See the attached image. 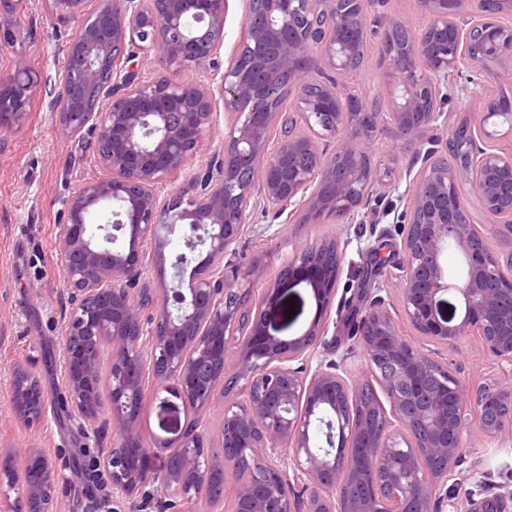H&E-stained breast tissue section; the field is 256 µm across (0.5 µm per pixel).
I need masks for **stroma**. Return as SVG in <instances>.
<instances>
[{
    "mask_svg": "<svg viewBox=\"0 0 512 512\" xmlns=\"http://www.w3.org/2000/svg\"><path fill=\"white\" fill-rule=\"evenodd\" d=\"M16 38L0 53V73L16 59H24L39 73L43 83L54 84L62 69L75 23H57L46 0H25L14 18ZM377 45L368 43L366 62L353 74H343L340 84L365 101L387 100L389 82L377 64ZM512 71V57L488 64L480 93L458 96L449 87L454 113H477L483 98L507 92L512 84L500 78ZM93 127L68 136L61 132L49 110V99L37 93L22 121L0 140V469L22 472L25 451L40 449L56 470L55 512H89L93 498L111 497L112 487L93 486L84 472L73 466L80 449L109 448L111 434L86 433L70 413L56 410L66 396L62 343L65 320L71 308L62 278L57 248L58 224L64 221L66 200L90 178L98 175L92 147ZM367 224H277L262 209H254L249 226L224 259V271L239 290L258 293L267 281L279 277L300 246L324 238L336 239L345 250V263L338 291L329 314L330 335L336 338V359L358 377L369 374L364 352L350 337L341 317L347 291L358 288L353 264L360 246L370 239ZM452 359L456 376L464 386L491 382L498 369L475 338L463 339L455 353L442 350L437 361ZM29 365L47 394L46 412L40 422L29 425L18 416L11 400V372L16 365ZM470 446L460 463L473 474L457 492L455 506L464 512L470 491L477 483L490 482L512 490V441L490 442L483 438L476 416H469Z\"/></svg>",
    "mask_w": 512,
    "mask_h": 512,
    "instance_id": "35a3bbf8",
    "label": "stroma"
}]
</instances>
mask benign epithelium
Wrapping results in <instances>:
<instances>
[{
  "label": "benign epithelium",
  "instance_id": "7a95c632",
  "mask_svg": "<svg viewBox=\"0 0 512 512\" xmlns=\"http://www.w3.org/2000/svg\"><path fill=\"white\" fill-rule=\"evenodd\" d=\"M22 0H0V53L14 42L11 29ZM59 22L87 15L66 49L50 108L68 135L92 123L94 156L103 176L85 182L67 200L58 225L63 280L74 307L68 314L63 356L71 414L88 428L112 429L115 447L85 454L99 483L112 484V512H193L200 490L217 488L214 503L230 492L233 512H445L448 491L469 476L459 469L468 448L467 415L475 412L490 441L512 439V249L490 251L470 222L463 191L470 187L490 223L512 242V158L476 144L474 129L500 118L512 130L511 102H485L477 119L466 114L454 155L430 163L413 182L410 210L389 204L383 216L400 235L404 254L395 277L413 337L400 332L375 300L354 307L357 343L389 406L367 394L366 381L336 360L327 339L328 308L345 253L333 240L302 247L281 280L252 299L256 314L241 323L240 292L224 280V256L241 238L251 208L288 223L364 224L363 199L391 188L388 174L355 161L372 156L378 136L398 153L410 152L447 116L448 77L460 90L477 89L483 68L512 53V0H418L423 26L408 17L369 21L374 0H249L245 36L221 75L180 81L186 69L201 73L224 44L227 0H49ZM379 39L378 64L399 93L386 111L342 91L333 78L346 72L362 42ZM154 76L140 79L143 65ZM293 88L294 115L309 134L283 138L269 149L281 107L271 96L283 82ZM41 79L18 58L0 77V132L24 115ZM235 114L224 136L223 159L191 180L190 191L165 198L159 188L196 159L218 103ZM336 140L326 155L322 141ZM112 205L113 221L92 216ZM165 227L180 232L187 248L206 258L192 267L173 262L171 282L145 298L153 308L143 321L132 290L144 275L140 250L166 263ZM128 238L115 246L117 233ZM459 251L461 274L445 256ZM309 286L319 311L307 329L288 339L282 317V281ZM455 293L460 314L440 310ZM478 337L501 366L500 377L466 388L452 363L436 365L422 341L452 352ZM238 363L229 372L230 343ZM148 347L152 393L145 390L143 347ZM109 364L110 415L100 421L101 381ZM248 378L244 399L224 408L221 447L233 462L251 466L254 478L234 483L228 462L207 452L212 437L203 419L218 394ZM12 401L27 422L41 420L46 394L34 373L15 370ZM157 402L161 433L144 441L140 417ZM404 432L391 429V419ZM35 465L20 475L5 468L7 492L0 512H50L53 463L36 449ZM161 458L159 466L130 469L133 461ZM309 491L296 497V486ZM466 512H512V491L482 483Z\"/></svg>",
  "mask_w": 512,
  "mask_h": 512
}]
</instances>
